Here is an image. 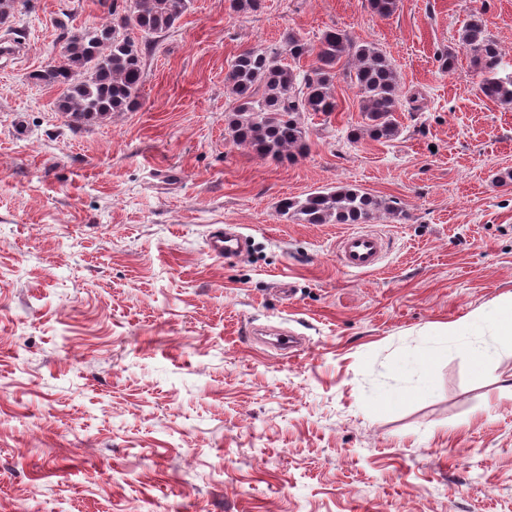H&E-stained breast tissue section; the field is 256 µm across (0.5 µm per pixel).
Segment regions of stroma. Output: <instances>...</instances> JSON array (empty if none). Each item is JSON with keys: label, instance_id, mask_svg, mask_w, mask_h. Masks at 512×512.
Segmentation results:
<instances>
[{"label": "stroma", "instance_id": "stroma-1", "mask_svg": "<svg viewBox=\"0 0 512 512\" xmlns=\"http://www.w3.org/2000/svg\"><path fill=\"white\" fill-rule=\"evenodd\" d=\"M111 4L29 0L0 28L23 37L0 63V512H512V342L479 375L448 333L512 299V105L458 41L480 15L512 62V0H192L138 108L75 129L30 75L61 13ZM329 27L391 60L399 135L351 139L341 80L296 161L233 142L234 57ZM338 186L400 210L369 224L374 271L340 267L349 225L278 212ZM225 224L250 241L234 260L206 250Z\"/></svg>", "mask_w": 512, "mask_h": 512}]
</instances>
